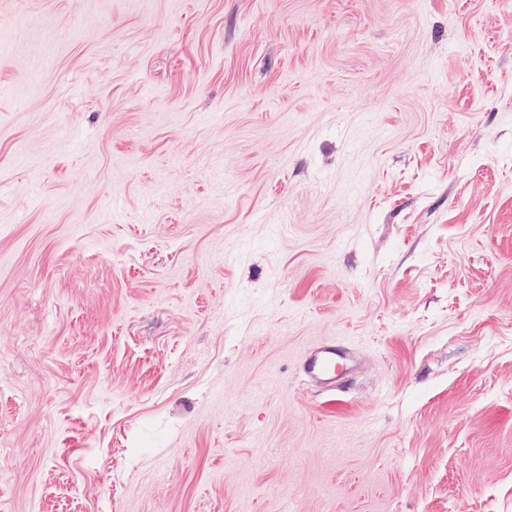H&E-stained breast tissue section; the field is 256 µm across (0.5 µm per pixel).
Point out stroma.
Here are the masks:
<instances>
[{
    "instance_id": "obj_1",
    "label": "stroma",
    "mask_w": 512,
    "mask_h": 512,
    "mask_svg": "<svg viewBox=\"0 0 512 512\" xmlns=\"http://www.w3.org/2000/svg\"><path fill=\"white\" fill-rule=\"evenodd\" d=\"M0 512H512V0H0ZM341 348L335 340H328L308 353L301 367L304 380L317 383L324 392L336 391V381L346 371L339 355Z\"/></svg>"
}]
</instances>
